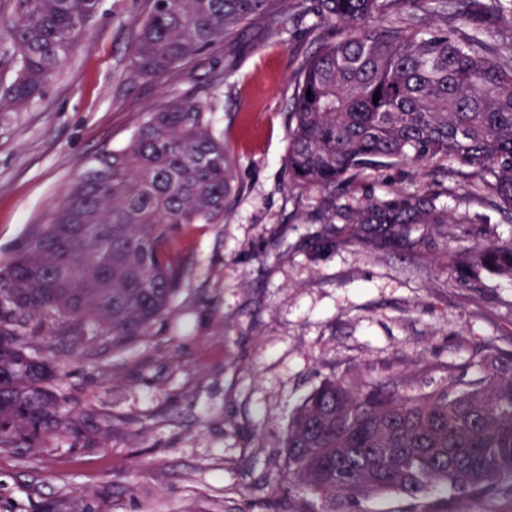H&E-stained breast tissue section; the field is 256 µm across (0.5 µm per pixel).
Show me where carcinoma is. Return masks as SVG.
<instances>
[{
  "label": "carcinoma",
  "instance_id": "obj_1",
  "mask_svg": "<svg viewBox=\"0 0 512 512\" xmlns=\"http://www.w3.org/2000/svg\"><path fill=\"white\" fill-rule=\"evenodd\" d=\"M0 42L15 76L0 111L38 98L62 68L100 0H7ZM280 0H149L133 26L130 67L157 78L272 14ZM476 0H316L317 25L343 31L296 73L288 128V180L323 194L319 220L345 221L370 240L415 247L421 226L448 236L440 192L398 190L336 210V188L371 171L448 163L475 196L512 217V0H486L502 42L472 20ZM390 15L400 26L384 25ZM436 16L445 26L423 32ZM311 97H306V92ZM378 102H373L374 96ZM217 99L194 88L148 112L127 143L97 156L53 221L0 268V444L68 427L52 362L21 341L30 317L62 336L124 342L168 311L184 272L168 241L189 224H222L236 191L234 162L212 130ZM450 264L512 279V241L456 248ZM435 383L367 367L324 380L290 415L284 462L322 512L362 498L417 499L441 490L446 512L512 494V345L487 349L478 369L450 366Z\"/></svg>",
  "mask_w": 512,
  "mask_h": 512
}]
</instances>
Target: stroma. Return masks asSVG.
Returning <instances> with one entry per match:
<instances>
[{
    "instance_id": "stroma-1",
    "label": "stroma",
    "mask_w": 512,
    "mask_h": 512,
    "mask_svg": "<svg viewBox=\"0 0 512 512\" xmlns=\"http://www.w3.org/2000/svg\"><path fill=\"white\" fill-rule=\"evenodd\" d=\"M148 0H101L61 73L24 109L0 112V267L102 152L146 112L219 80L217 131L237 194L222 224L184 227L169 250L183 284L149 336L112 345L26 324L28 351L59 365L71 424L0 445V512H319L284 465L291 412L326 378L388 363L436 378L474 371L512 344V281L478 270L458 287L447 246L512 240V220L449 184L458 223L414 248L375 249L328 224L290 222L320 193L288 185L293 77L318 48L301 0L246 23L186 65L130 68ZM403 166L356 181L344 202L437 180Z\"/></svg>"
}]
</instances>
